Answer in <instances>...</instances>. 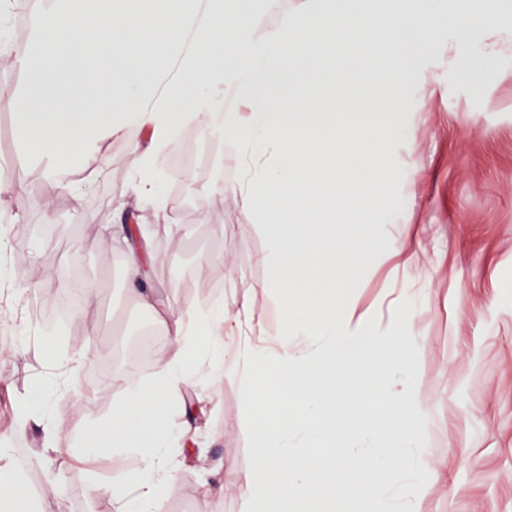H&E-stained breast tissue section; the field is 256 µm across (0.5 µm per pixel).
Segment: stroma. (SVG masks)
<instances>
[{
    "label": "stroma",
    "instance_id": "35a3bbf8",
    "mask_svg": "<svg viewBox=\"0 0 512 512\" xmlns=\"http://www.w3.org/2000/svg\"><path fill=\"white\" fill-rule=\"evenodd\" d=\"M429 65L438 91L401 119L416 130V221L368 228L381 249L394 237H419L425 269L396 278L379 268L364 277L358 293L385 317L388 294L415 291L428 337L418 364V424L428 453L455 462L446 477L420 480L422 512H512V78L499 76L494 62L476 61L482 86L474 91L449 79L447 53ZM29 79L26 69L0 61V165L23 193L10 236L15 252L28 257L13 292L0 296V443L11 448L26 487L34 490L36 512H114L105 487L122 477L128 463L78 458L68 446L111 415L125 394L126 375L151 379L157 363L117 352L145 311L126 289L123 252L103 235L104 225H122L158 255L143 285L173 309L214 297L229 309L248 300L263 313L271 335L281 326L280 309L259 289L270 277L261 261L263 236L214 190L237 177L231 146L188 170L166 156L165 195L191 202L190 209L172 213L183 227L178 236L155 223L151 204L129 191L130 146L146 139L134 127L105 141L106 168L72 161L70 185L49 204L45 164L20 142L16 114L4 105L23 94ZM46 240L54 265L77 273L95 294L94 303L75 309L62 330L46 323L65 287L50 281L39 255ZM212 249L224 251L227 264L199 262V254ZM49 337L57 341L59 360L76 350L85 354L78 380L55 402L59 443L51 452L44 449L40 425L20 430L14 420L17 405L33 396L37 383L61 372L59 360L45 354ZM243 400L231 380L214 395L199 383L181 389L176 408L187 412L197 436L165 491L163 512H200L206 480L224 485L207 512H240L236 483L253 458L252 442L241 431ZM95 479L102 491L92 490Z\"/></svg>",
    "mask_w": 512,
    "mask_h": 512
}]
</instances>
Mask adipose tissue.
Returning <instances> with one entry per match:
<instances>
[{"label":"adipose tissue","instance_id":"1","mask_svg":"<svg viewBox=\"0 0 512 512\" xmlns=\"http://www.w3.org/2000/svg\"><path fill=\"white\" fill-rule=\"evenodd\" d=\"M264 4L46 0L31 44L0 34V58L30 74L9 106L29 152L49 160L52 190L69 184L60 155L74 150L106 166L103 143L134 125L149 146H132L131 190L152 203L157 223H170L161 160L183 125L216 120L239 164L224 193L267 240L264 287L283 315L268 336L250 302L232 311L191 303L169 314L140 293L169 337L157 375L149 384L129 379L111 417L83 431L75 449L134 461L112 489L116 512H160L180 465L175 451L191 440L189 423L173 422L180 385L231 379L244 395L242 427L257 442L237 485L241 512H344L341 494L356 480L359 512H421L416 481L449 467L429 458L414 415L425 332L411 304L380 317L356 285L376 262L419 268L423 251L409 237L375 250L362 228L409 209L416 136L395 119L415 111V90L435 89L424 60L447 50L449 76L473 86L479 57L512 75V13L471 0H299L262 33ZM373 116L383 126L370 142L360 128ZM392 172L404 193L382 208ZM338 224L359 232L313 241V227ZM82 366V353L68 356L59 378L40 386V402L18 408V422L47 416ZM377 410L384 424H371ZM31 509L0 448V512Z\"/></svg>","mask_w":512,"mask_h":512}]
</instances>
